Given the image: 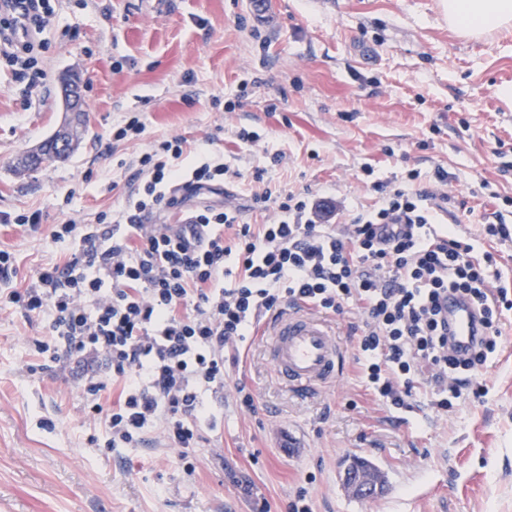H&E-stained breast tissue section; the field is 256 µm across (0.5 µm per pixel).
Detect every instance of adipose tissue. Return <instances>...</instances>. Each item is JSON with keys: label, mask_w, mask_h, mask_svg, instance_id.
<instances>
[{"label": "adipose tissue", "mask_w": 512, "mask_h": 512, "mask_svg": "<svg viewBox=\"0 0 512 512\" xmlns=\"http://www.w3.org/2000/svg\"><path fill=\"white\" fill-rule=\"evenodd\" d=\"M444 8L449 26L468 36L512 23V0H445Z\"/></svg>", "instance_id": "ef3b65f1"}]
</instances>
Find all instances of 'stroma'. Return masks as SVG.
Returning a JSON list of instances; mask_svg holds the SVG:
<instances>
[{
	"instance_id": "35a3bbf8",
	"label": "stroma",
	"mask_w": 512,
	"mask_h": 512,
	"mask_svg": "<svg viewBox=\"0 0 512 512\" xmlns=\"http://www.w3.org/2000/svg\"><path fill=\"white\" fill-rule=\"evenodd\" d=\"M42 55L43 87L20 97L0 69V211H43L37 231L0 223V250L26 287L62 262L74 242L55 225L96 223L136 187L121 159L185 137L240 170L198 206L235 207L244 224L254 167L282 189L329 198L334 222L373 205V183L412 180L447 194L441 221L494 249L498 286L512 292V241H488L492 213L512 226V24L482 37L448 25L442 0H56ZM77 73L88 130L69 160L19 172L18 160L64 120L63 73ZM277 111H270V104ZM145 126L113 140L130 116ZM256 132L253 143L236 139ZM280 155L272 163V155ZM448 173L447 185L435 180ZM353 315L331 317L348 362L336 382L296 396L274 378L267 339L241 349L224 379V426L206 432L194 475L176 449L148 435L137 448L98 447L105 427L83 418L66 372L43 368L32 348L45 321L0 309V512H286L307 488L314 512H512V358L485 370L488 393L442 415L418 392L398 419L381 409L352 364ZM257 396L241 411L236 384ZM296 447H282L286 436ZM355 458L385 474L383 494H350ZM313 483H306V475Z\"/></svg>"
}]
</instances>
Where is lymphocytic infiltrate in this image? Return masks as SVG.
<instances>
[{
    "label": "lymphocytic infiltrate",
    "instance_id": "f902f5d3",
    "mask_svg": "<svg viewBox=\"0 0 512 512\" xmlns=\"http://www.w3.org/2000/svg\"><path fill=\"white\" fill-rule=\"evenodd\" d=\"M50 0H0V65L30 96L46 78L42 38ZM183 138L155 142L137 158L141 183L103 224H59L53 239L77 240L63 263L0 295L46 320L33 346L45 361L75 368L88 417L101 420L106 447L135 448L150 433L177 449L193 475L205 431L224 418V372L258 324L283 305L359 316L360 378L391 413L411 410L417 391L442 413L487 395L482 377L498 352L512 296L494 287L493 252L437 226L428 194L404 183L375 184L373 208L348 229L317 223L326 201L263 183L252 209L267 224L239 223L228 208L189 207L200 190L234 178L223 161L188 160ZM180 210L177 224L162 214ZM465 294L486 336L464 358L452 354L449 292ZM114 390L111 407L101 396Z\"/></svg>",
    "mask_w": 512,
    "mask_h": 512
}]
</instances>
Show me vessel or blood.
Instances as JSON below:
<instances>
[{
  "label": "vessel or blood",
  "mask_w": 512,
  "mask_h": 512,
  "mask_svg": "<svg viewBox=\"0 0 512 512\" xmlns=\"http://www.w3.org/2000/svg\"><path fill=\"white\" fill-rule=\"evenodd\" d=\"M478 315L462 294L448 296V331L457 351L467 352L476 334ZM268 348L281 385L301 396L335 381L344 356L334 329L304 308L288 310L265 324Z\"/></svg>",
  "instance_id": "obj_1"
}]
</instances>
